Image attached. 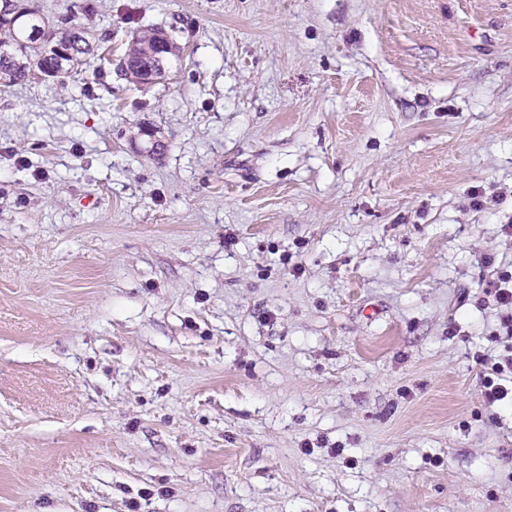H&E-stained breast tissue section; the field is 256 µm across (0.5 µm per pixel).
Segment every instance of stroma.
Listing matches in <instances>:
<instances>
[{
    "mask_svg": "<svg viewBox=\"0 0 512 512\" xmlns=\"http://www.w3.org/2000/svg\"><path fill=\"white\" fill-rule=\"evenodd\" d=\"M35 2L95 60L0 86V512H512V0ZM159 29L153 27H140L134 30L131 34L130 42L134 45L132 53L130 50V43L126 56L120 61L119 69L124 76L136 83H144V78L148 74L145 70L153 63L154 52L156 48L155 34ZM127 57L129 60H127ZM491 288H494L496 304L505 312L500 317L496 335L512 338V273L501 272L492 282ZM512 348L500 356L483 355L477 363L481 365L480 394L493 406L498 402L512 400ZM510 353V354H509Z\"/></svg>",
    "mask_w": 512,
    "mask_h": 512,
    "instance_id": "obj_1",
    "label": "stroma"
}]
</instances>
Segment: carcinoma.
<instances>
[{"label":"carcinoma","mask_w":512,"mask_h":512,"mask_svg":"<svg viewBox=\"0 0 512 512\" xmlns=\"http://www.w3.org/2000/svg\"><path fill=\"white\" fill-rule=\"evenodd\" d=\"M15 6L25 10V21L14 26L0 22V85L22 83L38 72L52 74V79L65 87L79 69L91 66L93 46L86 38L88 27L80 17L67 16L57 25L32 8L30 0H16ZM157 32L148 26L132 32L133 51L119 64L127 79L144 82L145 69L153 63ZM60 43L70 50V56L57 52L55 46Z\"/></svg>","instance_id":"obj_1"}]
</instances>
